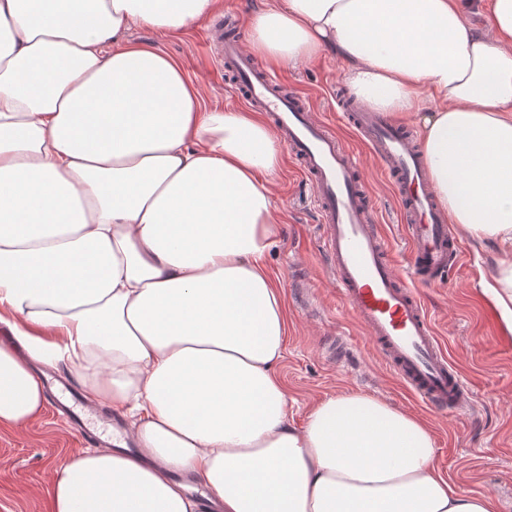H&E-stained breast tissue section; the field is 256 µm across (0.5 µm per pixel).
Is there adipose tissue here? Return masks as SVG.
Listing matches in <instances>:
<instances>
[{
	"instance_id": "obj_1",
	"label": "adipose tissue",
	"mask_w": 512,
	"mask_h": 512,
	"mask_svg": "<svg viewBox=\"0 0 512 512\" xmlns=\"http://www.w3.org/2000/svg\"><path fill=\"white\" fill-rule=\"evenodd\" d=\"M221 0H0V425L44 409L65 361L128 412L138 445L71 458L52 512H498L439 474L418 419L358 393L288 419V314L266 256L279 136L207 110L181 64L132 42ZM264 0L249 49L345 65L370 109L411 119L439 204L510 250L485 295L512 324V0Z\"/></svg>"
}]
</instances>
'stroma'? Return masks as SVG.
Listing matches in <instances>:
<instances>
[{
    "instance_id": "stroma-1",
    "label": "stroma",
    "mask_w": 512,
    "mask_h": 512,
    "mask_svg": "<svg viewBox=\"0 0 512 512\" xmlns=\"http://www.w3.org/2000/svg\"><path fill=\"white\" fill-rule=\"evenodd\" d=\"M209 29L204 19L183 33L136 27L129 36L177 59L197 84L205 107L239 108L235 79L217 67L221 46L209 41ZM276 73L289 89L308 96L313 112L333 123L348 145H356L327 94L329 83L346 87L342 64L334 55L280 67ZM361 169L391 240L393 261L406 270L407 244L396 222L392 190L369 154H362ZM273 194L280 206L279 223L266 264L280 283L288 310L279 371L288 390L290 420L303 424L318 402L344 392L378 398L428 424L435 439V464L444 476L465 491L491 496L498 512H512V332L479 287L481 278L492 272L498 245L462 240L464 258L452 280L418 288L449 360L472 393L468 411L443 415L425 406L385 368L367 332L340 300L324 271L322 226L310 186L292 159H284ZM339 335L348 343L342 363L330 355L332 340ZM87 448L82 432L49 408L24 426L0 425V512H51L56 470Z\"/></svg>"
}]
</instances>
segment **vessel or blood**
<instances>
[{"mask_svg": "<svg viewBox=\"0 0 512 512\" xmlns=\"http://www.w3.org/2000/svg\"><path fill=\"white\" fill-rule=\"evenodd\" d=\"M213 29L221 37L217 62L235 71L243 105L268 117L311 187L324 226L325 267L342 302L411 392L439 412H462L469 396L465 380L449 362L416 290L417 284L449 278L462 250L413 134L346 96L336 98L337 110L392 186L408 242L409 272L401 275L360 174L358 149L344 144L306 96L286 90L265 71L237 35H225L218 21Z\"/></svg>", "mask_w": 512, "mask_h": 512, "instance_id": "1", "label": "vessel or blood"}]
</instances>
